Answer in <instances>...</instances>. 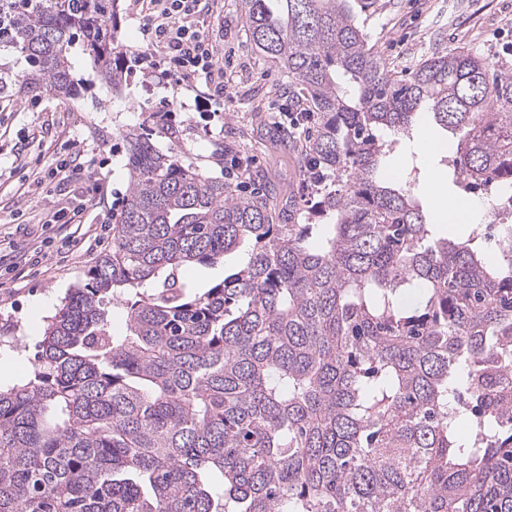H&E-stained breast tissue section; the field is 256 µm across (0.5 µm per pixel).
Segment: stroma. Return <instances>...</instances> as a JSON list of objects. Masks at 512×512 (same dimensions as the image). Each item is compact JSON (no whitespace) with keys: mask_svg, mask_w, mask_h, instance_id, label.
<instances>
[{"mask_svg":"<svg viewBox=\"0 0 512 512\" xmlns=\"http://www.w3.org/2000/svg\"><path fill=\"white\" fill-rule=\"evenodd\" d=\"M211 13L203 29L223 55L224 107L200 112L198 99L209 96L205 79L193 84L164 79L147 64L131 63L119 90L102 84L81 51L71 62L89 89L71 99L25 96L0 103V240L37 245L49 241L48 257L33 265L8 257L0 261V360L16 365L0 386L19 383L31 370L46 323L62 306L72 288L85 283L88 269L112 247V226L129 185L124 136L153 112L168 113L182 135L178 145L153 136L156 147L175 154L183 165L221 176L238 193L256 191L258 181L275 184L276 206L292 204L304 210L311 193L305 168L291 137H302L307 125L291 128L288 120V79L265 62L246 34L239 0H209ZM370 44L391 65L427 56L434 34L448 48L469 47L487 55L512 50V0H350ZM447 144L452 135L424 113L415 133L393 146L390 168L416 181L415 194L439 236L465 238L478 232L476 245L494 257L506 225L486 228L479 218L444 221L440 206H460L461 186L448 177L441 153H425L416 145L419 132ZM78 140L94 151L101 165L95 172L101 193L92 184L49 182L47 172L65 154L67 141ZM234 144L249 168L224 165L214 154L217 142ZM435 177L437 191L426 187ZM78 207L81 224H49L52 204ZM98 235L94 251L62 249L63 236Z\"/></svg>","mask_w":512,"mask_h":512,"instance_id":"obj_1","label":"stroma"}]
</instances>
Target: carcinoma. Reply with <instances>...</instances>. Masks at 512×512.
<instances>
[{"label": "carcinoma", "mask_w": 512, "mask_h": 512, "mask_svg": "<svg viewBox=\"0 0 512 512\" xmlns=\"http://www.w3.org/2000/svg\"><path fill=\"white\" fill-rule=\"evenodd\" d=\"M240 2L313 114L298 151L317 200L297 223L274 188L236 194L128 133L112 250L48 322L28 380L0 388V512H512V258L436 236L383 175L430 112L457 137L461 187L512 185V64L436 48L398 72L348 0ZM116 8L0 0V100L78 95L77 43L119 88ZM143 123L179 142L157 113ZM237 251L208 288L179 275Z\"/></svg>", "instance_id": "carcinoma-1"}]
</instances>
